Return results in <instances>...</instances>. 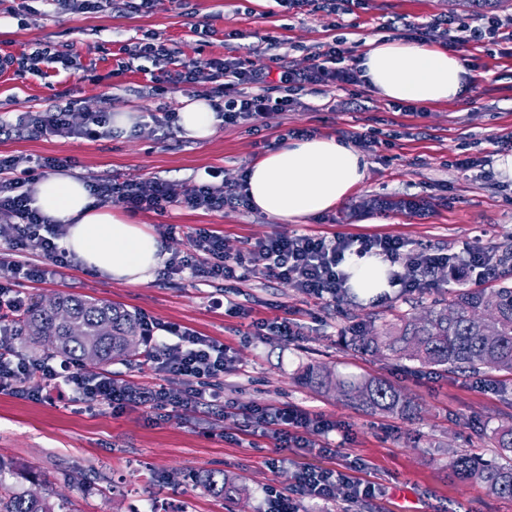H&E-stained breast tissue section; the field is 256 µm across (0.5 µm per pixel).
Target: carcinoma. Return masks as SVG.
Here are the masks:
<instances>
[{
	"label": "carcinoma",
	"instance_id": "cac0c4a2",
	"mask_svg": "<svg viewBox=\"0 0 512 512\" xmlns=\"http://www.w3.org/2000/svg\"><path fill=\"white\" fill-rule=\"evenodd\" d=\"M53 301V311L44 310L38 301L30 304L19 325L20 333L39 344L47 357L104 365L127 357L140 344L136 314L119 305L70 294H59ZM73 320L82 326L78 335L71 333ZM354 343L388 359L446 371L512 374V282L505 280L490 289L454 288L448 299L431 305L424 314H397L387 324L362 331ZM303 380L370 413L403 417L415 410L410 398L379 378H339L312 366ZM492 441L502 453H512V425L495 429ZM448 468L459 480L479 484L490 497L512 499L511 462L460 453L448 460ZM3 472L0 462V512H73L52 487L35 495L6 483ZM204 486L228 500L244 491L222 472L208 474Z\"/></svg>",
	"mask_w": 512,
	"mask_h": 512
}]
</instances>
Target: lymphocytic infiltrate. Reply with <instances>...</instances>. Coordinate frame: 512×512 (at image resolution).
Wrapping results in <instances>:
<instances>
[{
    "mask_svg": "<svg viewBox=\"0 0 512 512\" xmlns=\"http://www.w3.org/2000/svg\"><path fill=\"white\" fill-rule=\"evenodd\" d=\"M55 13H94L123 7L149 12L164 0H46ZM456 34L450 46L491 41L512 44V15L473 17L457 20ZM261 43L271 51L275 70L255 67L248 53L225 54L205 58H183L176 49L158 39L139 45L138 57L150 59L156 71L151 79L159 92L168 86L196 87L205 83H221L224 92L214 108L225 125L249 123L267 111H289L297 103V91L308 85L361 82L360 69L350 66L352 47L338 38L324 43L303 68L286 61L279 49L278 38L267 35ZM58 65L60 71L77 69L75 56L43 49L41 52L16 57L0 55V72L39 73L41 64ZM277 80L281 97L267 95L270 80ZM108 122L103 112H69L66 110L30 113L18 116L16 125L29 131L62 138L86 136L96 138ZM61 158H33L27 155L0 157V242L11 259L7 271L0 276V392L40 400L46 388L62 381L71 386L79 401L90 405H105L120 412L140 408L150 415H160L168 407L184 410L200 406H215L224 397V375L230 368V358L223 344L194 331L158 321L143 314L139 317L140 334L148 347L146 361L155 371L182 381L180 397H172L163 386H134L102 375L84 377L74 361L44 358L32 360L19 354L20 339L14 317L26 312L29 299L20 289L22 282H42L51 268L69 266L70 255L52 232L50 221L32 207L26 184L50 170L64 167ZM91 194L100 202H112L132 212L161 213L177 203L192 210L218 212L224 208H249L250 200L243 191L242 181L221 183L202 182L181 191L170 181L151 179H94L88 181ZM37 246L43 264L33 265L18 260V253ZM374 253L390 263L406 266L407 274H394V285L413 293L436 287L435 274L445 268L458 273L461 280L478 284L495 278L500 267L492 257L491 247L482 240L466 245L464 254L445 253L423 244L389 235L343 233L330 236L276 231L246 245L237 253H229L223 236L204 227L194 230L191 248L172 253L164 274L168 277L190 273L192 278L212 282H244L250 278L267 277L288 282L300 293L317 302H331L346 288V276L341 265L347 253ZM175 336V343L164 342V335ZM245 432L250 436L274 438L283 448H306L310 433L322 435L320 453L334 455L335 450L325 437L336 431L334 421L311 413L293 404L255 403L240 408ZM375 493L372 483L331 470L298 467L292 474L288 489L269 488L263 512H298V502L304 498L321 501L343 495L353 502Z\"/></svg>",
    "mask_w": 512,
    "mask_h": 512,
    "instance_id": "1",
    "label": "lymphocytic infiltrate"
}]
</instances>
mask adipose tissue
<instances>
[{"label":"adipose tissue","mask_w":512,"mask_h":512,"mask_svg":"<svg viewBox=\"0 0 512 512\" xmlns=\"http://www.w3.org/2000/svg\"><path fill=\"white\" fill-rule=\"evenodd\" d=\"M373 91L393 102L417 105L458 102L475 74L447 49L402 39L367 40L360 60ZM219 122L207 98L185 99L178 112L181 137L208 140ZM363 154L334 137L295 139L258 158L248 170L252 207L267 216L301 223L335 208L367 177ZM32 205L51 223L65 227L63 245L84 267L130 286L152 281L167 252L145 225L111 206L97 203L85 180L55 173L36 182ZM347 285L363 298L392 291L390 265L376 255H350Z\"/></svg>","instance_id":"1"}]
</instances>
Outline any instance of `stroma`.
I'll list each match as a JSON object with an SVG mask.
<instances>
[{"label":"stroma","instance_id":"35a3bbf8","mask_svg":"<svg viewBox=\"0 0 512 512\" xmlns=\"http://www.w3.org/2000/svg\"><path fill=\"white\" fill-rule=\"evenodd\" d=\"M28 3L32 11L22 18L0 9V53L19 57L48 47L78 55L83 69L47 78L0 73V118L12 122L24 112L67 109L137 112L141 121L127 136L107 133L94 140L0 130V157L66 158L68 173L87 181L158 177L188 189L215 171L225 180L237 179L267 147L287 145L289 131L307 129L356 144L369 167L365 182L345 201L295 225V232L386 234L459 253L485 229L493 247L512 246V178L497 170L478 178L453 165L459 154L478 159L493 154L495 138L512 135V55H504L502 46L457 48L476 75L474 88L459 102L406 112L362 83L310 85L292 110L267 112L253 126L218 127L203 142L157 123L163 113L178 112L192 90L179 86L156 93L151 61L126 52L129 43L153 33L184 57H195L200 51L190 23L197 20L215 30L200 52L204 56L238 49L233 32H256L278 37L289 60L303 66L318 44L335 37L351 43L403 39L406 31L391 29V22L475 16L467 0H355L349 13L336 15L320 9L288 12L276 0H186L181 11L164 4L149 13L78 15H49L43 0ZM121 62L127 68L120 73L116 67ZM358 134L365 135V142L355 143ZM382 193L424 197L429 212L367 213L366 202ZM135 218L163 235L171 252L188 250L190 234L198 227L223 235L232 254L285 227L253 209L208 212L176 204L164 213L139 212ZM167 225L174 228L168 235L163 232ZM437 277V289L395 290L373 302L347 291L325 305L276 279L241 283L233 299L250 310V319L271 322L288 315L300 320L302 336L285 341L247 335L248 319L213 307L212 298L224 292L223 282L159 274L129 286L72 262L61 276L25 283L30 300L67 292L195 330L224 344L232 359L224 375L225 400L242 407L256 402L300 405L349 427L350 433L334 436L340 454L323 456L311 448H281L273 439L249 437L242 418L232 413L173 408L152 420L138 408L115 413L103 405L87 407L62 387L44 401L0 393V461L17 472L21 488L51 485L75 512H260L264 489L288 487L297 466L342 471L352 462L359 466L358 477L379 486L376 497L355 503L306 498L299 503L301 512H512V499L487 496L480 485L460 482L448 472V460L457 453L497 459L490 435L493 428L512 424V375L489 379L437 369L412 372L407 361L350 342L356 327L382 323L398 310L420 312L447 297V270ZM311 366L341 376L382 378L411 397L418 412L408 418L381 417L317 393L301 381ZM80 371L137 386L163 384L175 393L183 387L179 380L156 374L138 354L129 364L84 365ZM216 471L245 485L247 495L228 501L208 492L203 481Z\"/></svg>","mask_w":512,"mask_h":512}]
</instances>
